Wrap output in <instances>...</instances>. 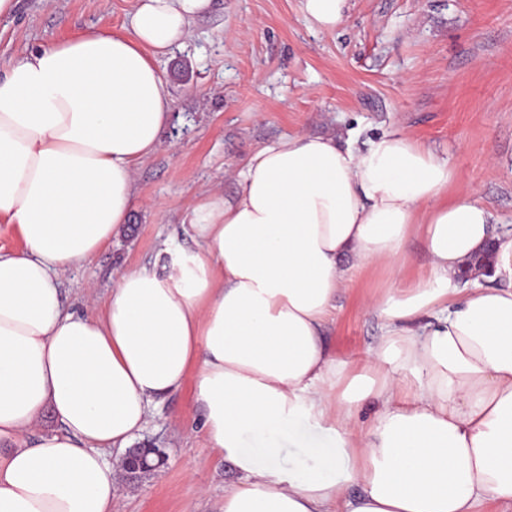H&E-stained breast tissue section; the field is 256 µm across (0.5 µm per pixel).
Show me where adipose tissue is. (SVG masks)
<instances>
[{
  "mask_svg": "<svg viewBox=\"0 0 512 512\" xmlns=\"http://www.w3.org/2000/svg\"><path fill=\"white\" fill-rule=\"evenodd\" d=\"M210 7L133 0L124 31L86 28L0 74V220L23 242L0 252V512H112L109 452L190 378L199 432L236 475L222 512L512 506V236L473 191L449 195L455 171L405 134L258 148L233 197L189 211L194 250L66 308L64 275L128 224L135 166L164 144L173 98L155 58ZM416 240L429 274L407 283ZM492 240L484 283L460 287ZM369 266L385 284L362 307L384 330L355 362L323 336ZM300 422L327 443L297 441Z\"/></svg>",
  "mask_w": 512,
  "mask_h": 512,
  "instance_id": "ef3b65f1",
  "label": "adipose tissue"
}]
</instances>
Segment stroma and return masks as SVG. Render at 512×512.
I'll return each mask as SVG.
<instances>
[{"instance_id":"35a3bbf8","label":"stroma","mask_w":512,"mask_h":512,"mask_svg":"<svg viewBox=\"0 0 512 512\" xmlns=\"http://www.w3.org/2000/svg\"><path fill=\"white\" fill-rule=\"evenodd\" d=\"M131 0H19L0 18V72L12 58L89 26L122 31ZM183 46L159 58L174 99L165 151L135 168L142 201L127 227L91 263L63 280L69 310L84 290L99 296L121 269L153 265L162 244L192 243L187 206L213 188L233 196L227 172L259 146L295 133L367 139L404 132L448 160L457 188L471 187L499 225L512 226V0H349L330 32L311 28L300 0H212ZM367 268L337 301L325 341L359 358L382 333L360 310L382 287ZM191 386L160 402L138 437L167 457L112 512H221L234 477L192 435Z\"/></svg>"}]
</instances>
